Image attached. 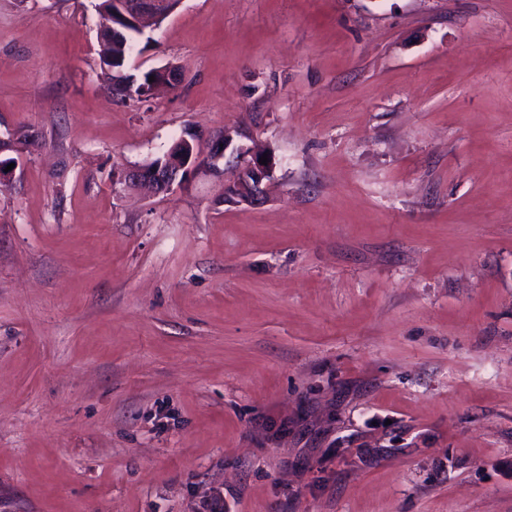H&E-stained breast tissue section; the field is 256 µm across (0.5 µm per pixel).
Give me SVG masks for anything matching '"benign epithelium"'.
Returning <instances> with one entry per match:
<instances>
[{
  "label": "benign epithelium",
  "instance_id": "obj_1",
  "mask_svg": "<svg viewBox=\"0 0 512 512\" xmlns=\"http://www.w3.org/2000/svg\"><path fill=\"white\" fill-rule=\"evenodd\" d=\"M179 7L175 0H113L112 13L104 14L103 22L116 33L131 28L142 29L148 22H158L174 13ZM159 77L157 86L165 89L173 88L177 83L178 71L173 66L153 70ZM240 133L226 127L224 131L203 142L190 129L173 142L172 148L181 152L180 160L173 166L144 163L127 168L119 178L133 186L144 185L156 193H164L179 186L192 177L199 169L207 168L216 175H224L219 161L225 157V151L232 145ZM235 152L249 157L246 163L234 169L233 178L224 182V195L240 197L250 203L262 200L263 182L269 179L274 169L273 159L267 164L259 163L262 154L251 152L241 146Z\"/></svg>",
  "mask_w": 512,
  "mask_h": 512
}]
</instances>
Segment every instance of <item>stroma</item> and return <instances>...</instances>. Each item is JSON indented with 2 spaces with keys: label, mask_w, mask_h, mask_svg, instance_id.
<instances>
[{
  "label": "stroma",
  "mask_w": 512,
  "mask_h": 512,
  "mask_svg": "<svg viewBox=\"0 0 512 512\" xmlns=\"http://www.w3.org/2000/svg\"><path fill=\"white\" fill-rule=\"evenodd\" d=\"M94 4L0 0V512H512V0H184L128 104ZM238 136L237 130L227 127L205 143L191 129H186L172 144L173 150L181 152L180 160L174 166L152 165L147 162L123 170L118 178L125 184L148 186L158 194L183 184L201 168H208L210 172L224 179V167H219V161L224 160L225 151ZM235 152L243 157L250 156L243 166L234 169L233 178L224 182V196L240 197L250 203H258L262 200L264 180H268L274 169V161L267 155V165L259 163L264 153L250 152L241 146L235 148ZM243 200V201H245Z\"/></svg>",
  "instance_id": "stroma-1"
}]
</instances>
